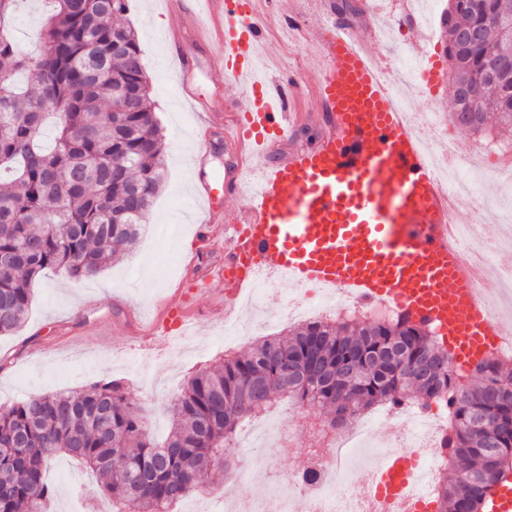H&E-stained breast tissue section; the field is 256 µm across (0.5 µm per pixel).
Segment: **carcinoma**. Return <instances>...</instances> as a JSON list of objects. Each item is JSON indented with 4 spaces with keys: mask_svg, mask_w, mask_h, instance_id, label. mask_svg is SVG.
<instances>
[{
    "mask_svg": "<svg viewBox=\"0 0 512 512\" xmlns=\"http://www.w3.org/2000/svg\"><path fill=\"white\" fill-rule=\"evenodd\" d=\"M16 2L0 0V257L15 259L0 264V335L25 322L36 277L80 281L129 251L164 177L142 49L117 21L127 0H50L32 56L10 31ZM446 20L452 119L467 131L512 129V86L486 78L512 48V0H449ZM462 30L477 39L460 45ZM424 358L431 369L418 373L412 363ZM507 387L512 359L490 354L465 370L429 325L405 316L315 319L190 376L162 441L114 381L0 407V512H39L58 453L99 477L112 512H172L214 470L232 473L238 431L283 401L314 417L345 403L352 421L374 406L445 403L438 512H481L512 470V394L498 395ZM481 412L505 423L492 448Z\"/></svg>",
    "mask_w": 512,
    "mask_h": 512,
    "instance_id": "carcinoma-1",
    "label": "carcinoma"
}]
</instances>
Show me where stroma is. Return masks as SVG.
Wrapping results in <instances>:
<instances>
[{"label":"stroma","instance_id":"obj_1","mask_svg":"<svg viewBox=\"0 0 512 512\" xmlns=\"http://www.w3.org/2000/svg\"><path fill=\"white\" fill-rule=\"evenodd\" d=\"M340 0H263L267 15L288 13L300 21L289 30L272 25L266 32L283 70L309 81L316 67L317 48L310 36L323 24L325 5ZM45 6L42 0H22L13 17V34L22 51L37 47L36 35ZM123 24L138 35L149 78L152 110L164 135L165 179L153 202L144 231L128 254L108 264L94 277L74 282L47 274L32 283L33 299L23 326L0 336V405L32 396L80 391L104 381L120 382L128 397L150 408V428L163 437L169 426L167 408L191 373L215 365L225 356L224 325L209 314V299H199L195 328L186 335L164 332V307L194 275L198 265L220 263L221 255L197 259L193 243L195 208L193 166L197 111L177 94L175 72L167 56V36L180 34L190 60L199 109L224 107L237 98L224 86L221 72L210 69L205 51L184 32L177 15L167 13L161 0H128ZM260 310L249 321V333L236 337L234 350L252 346L263 336L286 333L294 327L288 306L300 301L299 290L287 284L260 286L255 291ZM317 304V295L305 297ZM280 425L284 435L277 446L251 448L242 457L249 482L209 478L207 494L221 500L258 489L277 469H303L306 448L316 428L299 410L280 404L263 418ZM55 495L53 512H111L97 479L65 455H57L48 474Z\"/></svg>","mask_w":512,"mask_h":512}]
</instances>
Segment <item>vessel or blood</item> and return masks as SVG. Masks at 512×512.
Masks as SVG:
<instances>
[{
    "label": "vessel or blood",
    "instance_id": "b4317fda",
    "mask_svg": "<svg viewBox=\"0 0 512 512\" xmlns=\"http://www.w3.org/2000/svg\"><path fill=\"white\" fill-rule=\"evenodd\" d=\"M256 2L202 0L220 20L217 43L201 26L193 28L225 86L241 97L236 110L208 115L237 163L221 186L197 179L203 206L196 243L224 260L200 274L194 292L179 293L168 304L166 326L190 321L198 293L217 294L211 316L234 321L257 272L266 270L293 286L345 289L365 303L393 302L412 321L436 324L458 364L475 363L496 346L498 324L479 279L448 247V193L426 162L420 136L394 107L385 66L352 29L321 26L314 39L323 64L313 89L320 137L287 160L267 161L269 142L294 137L304 117L286 108L300 89L297 76L279 81L255 64L274 58L265 38L268 21ZM168 53L182 76L179 95L194 102L187 57L174 47ZM421 61L422 89H447L446 41L428 43ZM228 199L242 209L230 224L224 218ZM415 472L409 456L387 460L376 488L382 512H397L400 491ZM491 512H512L511 474L501 477Z\"/></svg>",
    "mask_w": 512,
    "mask_h": 512
}]
</instances>
